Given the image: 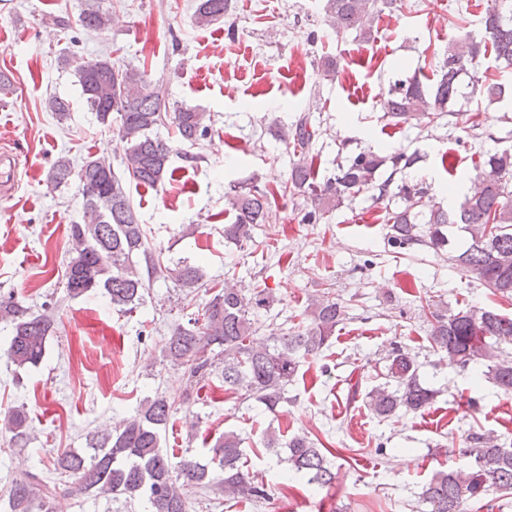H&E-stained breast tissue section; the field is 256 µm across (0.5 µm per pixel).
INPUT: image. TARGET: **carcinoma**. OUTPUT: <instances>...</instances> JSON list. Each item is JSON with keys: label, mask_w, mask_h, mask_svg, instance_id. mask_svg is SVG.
Masks as SVG:
<instances>
[{"label": "carcinoma", "mask_w": 512, "mask_h": 512, "mask_svg": "<svg viewBox=\"0 0 512 512\" xmlns=\"http://www.w3.org/2000/svg\"><path fill=\"white\" fill-rule=\"evenodd\" d=\"M229 0H200L194 23L207 26L224 16ZM397 0H325L324 9L338 32L354 31L363 39L372 37L376 14L394 8ZM78 24L89 31H104L110 16L98 0H85ZM482 33H467L448 44L436 82L427 87L419 76L399 79L388 89L383 117L394 124L448 119L457 113L448 109L460 95L464 78L472 93L488 102L499 101L512 87L479 77L471 70L480 55L491 50L495 61L512 68V0H494L481 20ZM75 72L82 95L104 125L117 123L124 171L137 184L156 187L168 174L171 143L155 129L173 125L180 140L194 143L210 130V118L195 108L172 106L159 85L145 71L130 68L107 55L81 58ZM321 136L319 127L306 116L281 130V139L293 146V162L284 189L313 198L314 209L301 222L318 224L326 214L347 201L367 194L382 205L389 225L388 245L412 252L428 248L448 252L449 260L465 268L492 295L512 298V152L488 153L475 167L477 185L454 210L433 203L428 188L410 180L420 161L414 151L379 155L362 149L337 164L336 173L323 183L314 177L312 148ZM388 175L381 176V170ZM76 180L82 197L83 222L69 225L70 257L65 270L66 292L72 299L102 291L113 307L131 312L142 304L150 283L157 277H172L182 288L206 286L201 265L187 263L170 268L154 258L145 229L110 159L88 157L79 166L65 156L54 162L50 187ZM272 192L257 185L233 187L229 204L235 221L224 225V238L242 245L253 241L257 224L270 222ZM458 225L468 235L462 252L451 250L448 229ZM269 303V291L226 287L205 304L202 318L178 324L165 344V357L184 371L188 383L216 375L224 391L244 393L271 413L288 400V386L295 382L301 363L330 347L336 327L347 319L344 301L325 292L311 300L303 329L289 328L272 337L269 345L253 342L258 332L252 311ZM431 316L427 339L431 348L453 360L462 371L479 363L484 376L503 394H512V317L489 307L442 308L427 303ZM0 320L10 323L5 355L19 369L38 364L54 332L53 316L35 315L22 302L0 298ZM388 381L368 393V406L382 420L399 413L417 414L437 397L438 391L420 381L417 356L398 342L385 350ZM167 397L147 398L139 409L119 421L112 432L90 442L94 454L70 450L54 462V471L80 494L108 497L117 502L141 500L148 512H190L191 494L209 491L245 497L256 503L270 499V490L251 479L241 462L242 439L233 432L220 437L212 448L213 469L192 458L173 461L161 446L162 431L174 414ZM29 422L21 410L0 421V431L18 441L29 437ZM466 469H441L423 484L419 501L423 512H465L468 506L482 509L488 496H512V443L500 444L491 436L471 429L466 435ZM288 471L295 478L323 490L336 485V471L328 454L305 433H296L285 443ZM56 485L34 473L12 481L8 512H32L40 501L44 512H53Z\"/></svg>", "instance_id": "obj_1"}]
</instances>
